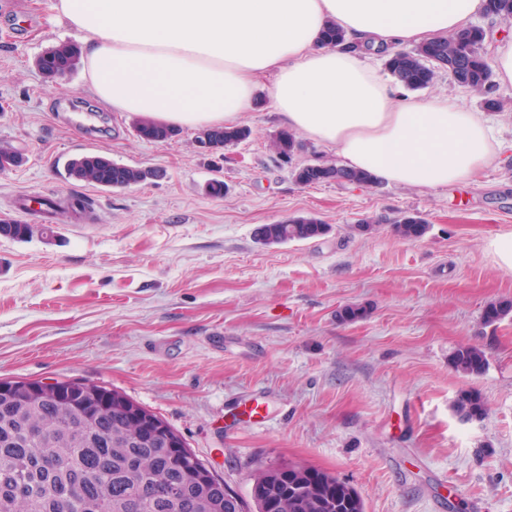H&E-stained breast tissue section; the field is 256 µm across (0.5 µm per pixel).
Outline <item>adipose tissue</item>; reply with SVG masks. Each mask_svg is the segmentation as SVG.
<instances>
[{
  "instance_id": "adipose-tissue-1",
  "label": "adipose tissue",
  "mask_w": 512,
  "mask_h": 512,
  "mask_svg": "<svg viewBox=\"0 0 512 512\" xmlns=\"http://www.w3.org/2000/svg\"><path fill=\"white\" fill-rule=\"evenodd\" d=\"M485 0H56L97 101L175 127L237 125L258 88L289 130L378 181H476L502 148L458 97H407L367 59L459 36ZM346 41L321 40L327 25Z\"/></svg>"
}]
</instances>
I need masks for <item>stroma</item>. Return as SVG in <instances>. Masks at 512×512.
<instances>
[{
	"instance_id": "35a3bbf8",
	"label": "stroma",
	"mask_w": 512,
	"mask_h": 512,
	"mask_svg": "<svg viewBox=\"0 0 512 512\" xmlns=\"http://www.w3.org/2000/svg\"><path fill=\"white\" fill-rule=\"evenodd\" d=\"M53 0H0V141L25 164L0 172V219L22 193L86 201L48 233L0 236V380H91L124 392L175 428L242 497L260 470L316 468L355 488L365 512H512V270L494 239L512 234V158L445 189L303 187L293 164L336 161L303 139L284 162L283 126L265 97L241 117L250 136L201 156L195 129L140 139L130 117L103 109L83 69L53 81L38 55L82 36ZM460 98L512 143V85L498 110L440 73L418 99ZM96 152L160 169L120 190L68 179ZM222 178L214 198L206 183ZM429 224L415 241L393 222ZM300 215L329 224L319 239L264 246L254 230ZM375 229L359 234V220ZM366 307L337 321L339 308ZM485 351L479 376L456 371L458 348ZM479 393L484 413L457 410ZM261 405L268 420L254 423ZM396 234L405 241L422 238L428 231V224L420 215H404L394 222Z\"/></svg>"
}]
</instances>
